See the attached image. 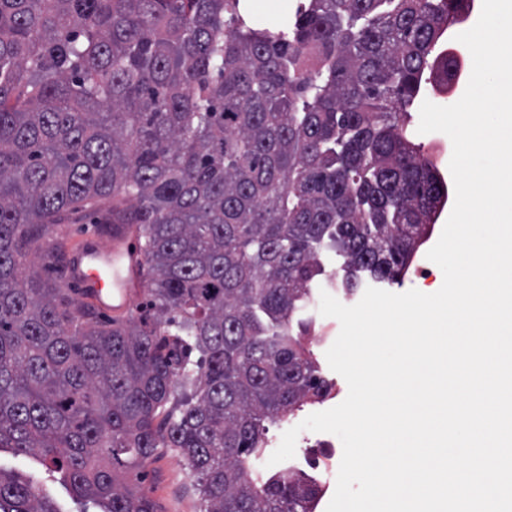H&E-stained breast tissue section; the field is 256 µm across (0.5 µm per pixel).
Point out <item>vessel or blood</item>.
Here are the masks:
<instances>
[{
    "label": "vessel or blood",
    "mask_w": 512,
    "mask_h": 512,
    "mask_svg": "<svg viewBox=\"0 0 512 512\" xmlns=\"http://www.w3.org/2000/svg\"><path fill=\"white\" fill-rule=\"evenodd\" d=\"M71 249L81 299L116 315L128 313L145 288L142 250L130 228L113 225L107 242L80 240Z\"/></svg>",
    "instance_id": "obj_1"
}]
</instances>
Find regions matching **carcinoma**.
Returning <instances> with one entry per match:
<instances>
[{
	"mask_svg": "<svg viewBox=\"0 0 512 512\" xmlns=\"http://www.w3.org/2000/svg\"><path fill=\"white\" fill-rule=\"evenodd\" d=\"M241 0H0V453L53 465L100 512H156L131 475L172 448L204 512H313L254 473L265 422L329 391L296 319L321 254L348 291L404 276L448 203L406 136L473 0H300L253 29ZM110 197L149 300L103 320L29 271L61 216ZM0 512H60L0 469Z\"/></svg>",
	"mask_w": 512,
	"mask_h": 512,
	"instance_id": "carcinoma-1",
	"label": "carcinoma"
}]
</instances>
